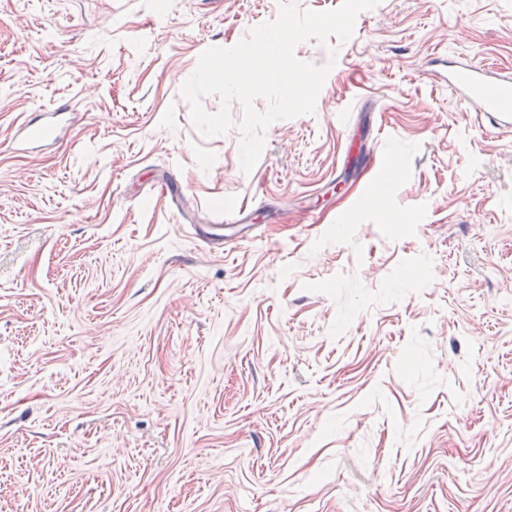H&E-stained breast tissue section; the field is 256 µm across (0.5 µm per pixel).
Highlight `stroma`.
I'll return each instance as SVG.
<instances>
[{
	"instance_id": "stroma-1",
	"label": "stroma",
	"mask_w": 512,
	"mask_h": 512,
	"mask_svg": "<svg viewBox=\"0 0 512 512\" xmlns=\"http://www.w3.org/2000/svg\"><path fill=\"white\" fill-rule=\"evenodd\" d=\"M278 13L0 0V512H512V131L443 81L512 0L361 12L246 173L179 90Z\"/></svg>"
}]
</instances>
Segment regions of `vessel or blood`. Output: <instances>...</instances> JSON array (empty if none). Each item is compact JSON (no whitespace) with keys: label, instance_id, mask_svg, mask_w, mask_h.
<instances>
[{"label":"vessel or blood","instance_id":"b4317fda","mask_svg":"<svg viewBox=\"0 0 512 512\" xmlns=\"http://www.w3.org/2000/svg\"><path fill=\"white\" fill-rule=\"evenodd\" d=\"M457 96L496 129L512 130V76L499 75L477 63H463L448 74Z\"/></svg>","mask_w":512,"mask_h":512}]
</instances>
